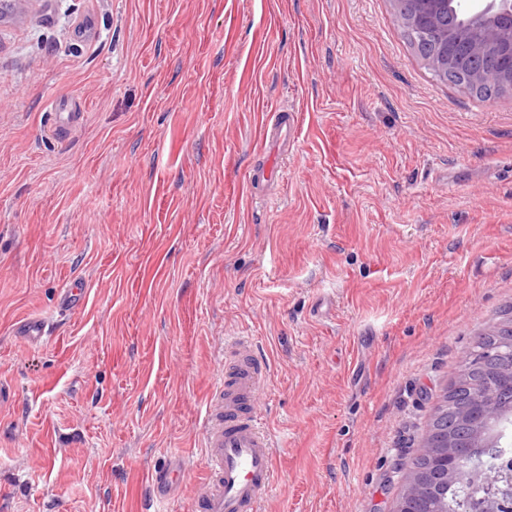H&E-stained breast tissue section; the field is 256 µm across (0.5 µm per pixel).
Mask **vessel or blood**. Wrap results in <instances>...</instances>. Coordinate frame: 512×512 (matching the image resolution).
<instances>
[{"label": "vessel or blood", "mask_w": 512, "mask_h": 512, "mask_svg": "<svg viewBox=\"0 0 512 512\" xmlns=\"http://www.w3.org/2000/svg\"><path fill=\"white\" fill-rule=\"evenodd\" d=\"M294 122L288 111L273 113L263 129V142L286 146ZM84 301V284L75 280L61 288L57 307L66 313L79 309ZM48 331L45 318L37 316L22 322L17 334L36 345ZM270 371L254 338L245 333L227 344L217 359L201 420L203 477L194 487L192 512H261L273 478L276 444L257 403ZM188 472L183 453L166 449L149 472L143 512H167L171 489Z\"/></svg>", "instance_id": "1"}]
</instances>
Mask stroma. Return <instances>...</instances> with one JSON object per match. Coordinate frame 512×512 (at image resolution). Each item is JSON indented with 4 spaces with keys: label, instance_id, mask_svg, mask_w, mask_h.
Listing matches in <instances>:
<instances>
[{
    "label": "stroma",
    "instance_id": "obj_1",
    "mask_svg": "<svg viewBox=\"0 0 512 512\" xmlns=\"http://www.w3.org/2000/svg\"><path fill=\"white\" fill-rule=\"evenodd\" d=\"M296 118L255 198L270 113ZM39 346L17 321L70 279ZM512 323V94L437 81L391 0L0 8V500L140 512L192 472L221 340L271 364L263 512H392L481 336ZM85 288L81 281L73 280L61 288L57 296V307L60 313L79 309L85 301ZM188 473L189 463L183 453L177 448H166L162 454V461L149 472V482L143 496L141 511H168L170 490Z\"/></svg>",
    "mask_w": 512,
    "mask_h": 512
}]
</instances>
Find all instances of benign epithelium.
I'll return each mask as SVG.
<instances>
[{
	"instance_id": "1",
	"label": "benign epithelium",
	"mask_w": 512,
	"mask_h": 512,
	"mask_svg": "<svg viewBox=\"0 0 512 512\" xmlns=\"http://www.w3.org/2000/svg\"><path fill=\"white\" fill-rule=\"evenodd\" d=\"M397 21L427 35H434L439 52L427 64L443 70L448 81L461 76L454 57L448 55V41L465 43L467 57L473 61L470 76L478 85L501 88L512 93V0H391ZM453 9L463 16L452 33L440 29L442 16ZM477 400L480 415L464 413L459 425L468 437L460 441L452 435L428 431L417 448V455L440 463L437 475L449 482L473 481L474 472L463 461L465 448L501 445L495 429L512 416V402L501 401L491 391H482ZM482 484L495 495L496 512H512V470L500 467L481 474ZM431 477L408 472L403 494L394 512H415V504L432 494Z\"/></svg>"
}]
</instances>
